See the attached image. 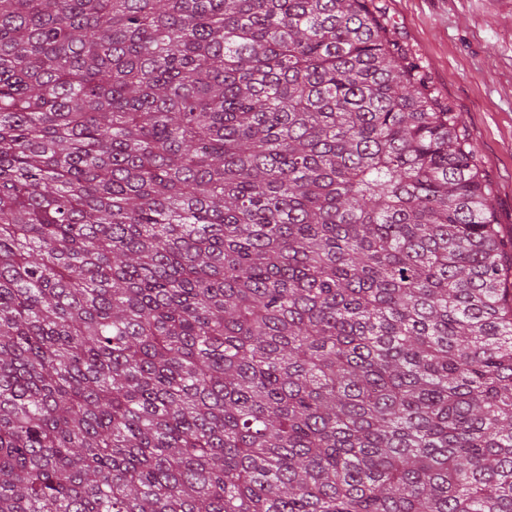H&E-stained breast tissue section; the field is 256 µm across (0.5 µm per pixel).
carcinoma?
<instances>
[{
	"instance_id": "carcinoma-1",
	"label": "carcinoma",
	"mask_w": 512,
	"mask_h": 512,
	"mask_svg": "<svg viewBox=\"0 0 512 512\" xmlns=\"http://www.w3.org/2000/svg\"><path fill=\"white\" fill-rule=\"evenodd\" d=\"M372 0H0V512H512V239Z\"/></svg>"
}]
</instances>
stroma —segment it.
Wrapping results in <instances>:
<instances>
[{
	"label": "stroma",
	"instance_id": "1",
	"mask_svg": "<svg viewBox=\"0 0 512 512\" xmlns=\"http://www.w3.org/2000/svg\"><path fill=\"white\" fill-rule=\"evenodd\" d=\"M478 150L494 219L512 237V0H374Z\"/></svg>",
	"mask_w": 512,
	"mask_h": 512
}]
</instances>
